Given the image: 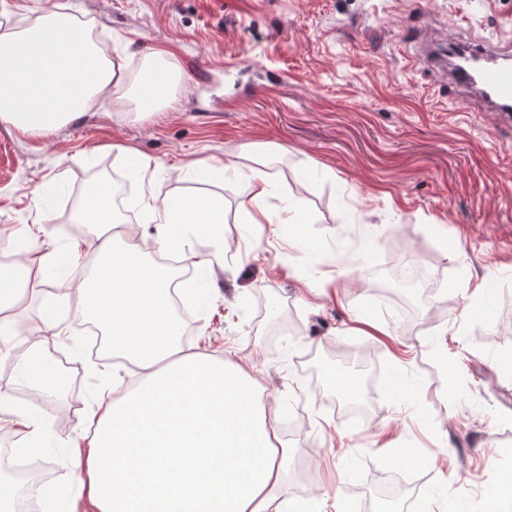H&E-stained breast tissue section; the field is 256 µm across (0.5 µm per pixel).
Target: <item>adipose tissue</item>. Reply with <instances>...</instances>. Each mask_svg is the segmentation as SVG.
Returning a JSON list of instances; mask_svg holds the SVG:
<instances>
[{"label":"adipose tissue","instance_id":"adipose-tissue-1","mask_svg":"<svg viewBox=\"0 0 512 512\" xmlns=\"http://www.w3.org/2000/svg\"><path fill=\"white\" fill-rule=\"evenodd\" d=\"M93 24L56 5L19 28L0 22V123L48 135L119 92L126 111L157 112L181 84L167 53L148 54L135 79L103 53ZM274 189L265 170L251 168L240 211L253 224L277 227L281 212L266 202ZM141 206L154 224L160 251L221 261L224 205L185 196L158 197L141 188ZM116 191L94 186L76 221L97 226L101 257L89 277L57 282V296L78 294L76 316L100 324L113 351L144 373L140 385L111 383L97 396L92 435L76 450L88 479L82 491L98 512H155L159 499L184 503L188 512H270L283 481L284 454L275 423L261 407L256 380L211 354L183 352L181 324L170 296L171 269L144 262L133 238L114 231ZM27 294L14 274L0 271V352L12 354L16 377L33 397L61 387L52 372L35 367L42 337L23 335ZM112 472L103 480V472Z\"/></svg>","mask_w":512,"mask_h":512}]
</instances>
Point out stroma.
<instances>
[{
  "label": "stroma",
  "mask_w": 512,
  "mask_h": 512,
  "mask_svg": "<svg viewBox=\"0 0 512 512\" xmlns=\"http://www.w3.org/2000/svg\"><path fill=\"white\" fill-rule=\"evenodd\" d=\"M57 3L93 22L127 76L160 49L184 82L163 112L108 99L47 137L0 123V263L14 262L15 241L39 217L46 246L68 250L66 203L41 215L34 197L59 184L83 197L104 171L155 262L153 226L127 178L133 157L149 159L156 195L224 202L223 263L180 343L218 358L233 346V362L254 366L265 408L296 421L279 432V502L329 486L362 505L396 470L412 483L406 512L438 495L446 512H481L512 472V122L457 111L456 87L419 49L428 39L446 50L460 29L508 44L512 0H0L21 27ZM259 159L278 191L269 208L291 203L299 223L243 229L237 204ZM195 160L223 162V181L178 178ZM396 260L425 274L400 302L374 290ZM49 313L67 334L39 353L66 362V386L37 405L0 377V415L22 404L40 419L47 485L77 512H97L70 445L104 385L141 375L90 357L72 310L34 286L26 325ZM361 356L381 377L373 414L358 420L337 408L323 371ZM448 356L460 362L452 377L436 367Z\"/></svg>",
  "instance_id": "35a3bbf8"
}]
</instances>
